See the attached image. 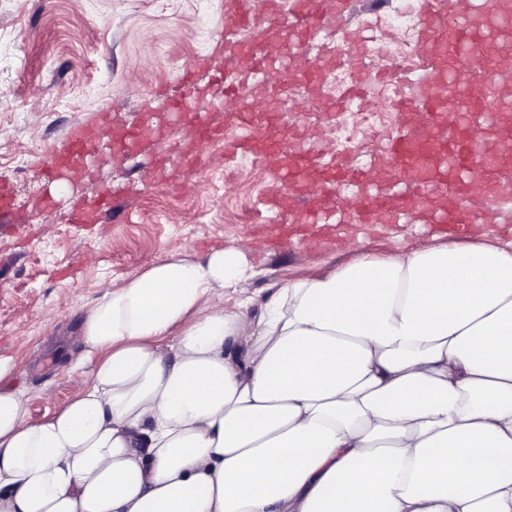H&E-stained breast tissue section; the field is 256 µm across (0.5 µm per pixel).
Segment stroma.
Listing matches in <instances>:
<instances>
[{
	"label": "stroma",
	"mask_w": 512,
	"mask_h": 512,
	"mask_svg": "<svg viewBox=\"0 0 512 512\" xmlns=\"http://www.w3.org/2000/svg\"><path fill=\"white\" fill-rule=\"evenodd\" d=\"M225 0H0V187L16 210L0 220V359L13 367V382L29 399L31 422L65 406L82 375L69 360L85 311L112 286L149 270L168 254L194 259L249 237L245 261L254 272L250 315L288 282L332 271L351 261L338 251L346 234L376 256L395 248L464 245L484 241L512 245V207H501L461 234L442 233L426 215L406 223L318 225L321 247L302 255L291 239L267 231L268 198L277 186L259 162L244 154L225 157L215 145L199 147L195 166L183 167L186 131L164 147L144 142L130 156L103 153L85 165L91 178L49 177L52 152L73 126L139 120L155 92L183 89L188 61L213 53L226 28ZM350 61L352 47L327 23L301 56L310 68L330 56ZM387 81L363 86L375 116L366 126L337 103L348 88L335 71L318 86L277 81L256 85V104L274 99L281 123H304L306 152H338L349 168L366 169L403 128L388 109ZM181 169L179 187L155 171L157 152ZM94 186L115 188L112 217L73 224L68 214Z\"/></svg>",
	"instance_id": "obj_1"
}]
</instances>
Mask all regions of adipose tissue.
I'll list each match as a JSON object with an SVG mask.
<instances>
[{
  "mask_svg": "<svg viewBox=\"0 0 512 512\" xmlns=\"http://www.w3.org/2000/svg\"><path fill=\"white\" fill-rule=\"evenodd\" d=\"M251 279L231 247L113 288L37 423L0 361V512H512V249L362 254L255 318Z\"/></svg>",
  "mask_w": 512,
  "mask_h": 512,
  "instance_id": "1",
  "label": "adipose tissue"
}]
</instances>
